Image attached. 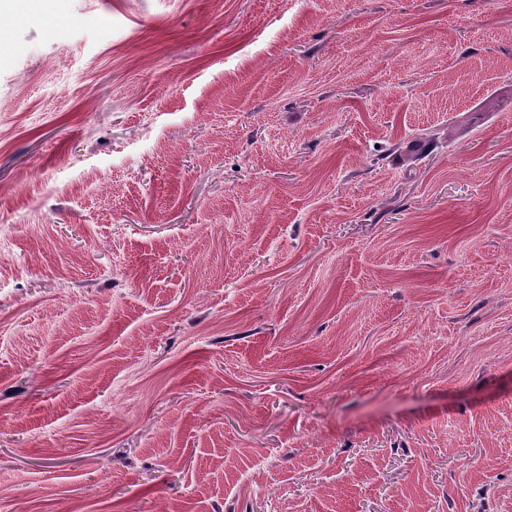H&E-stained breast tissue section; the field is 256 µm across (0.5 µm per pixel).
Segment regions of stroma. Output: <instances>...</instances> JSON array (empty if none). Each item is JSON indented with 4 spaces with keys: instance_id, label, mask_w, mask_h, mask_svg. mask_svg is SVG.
I'll return each mask as SVG.
<instances>
[{
    "instance_id": "obj_1",
    "label": "stroma",
    "mask_w": 512,
    "mask_h": 512,
    "mask_svg": "<svg viewBox=\"0 0 512 512\" xmlns=\"http://www.w3.org/2000/svg\"><path fill=\"white\" fill-rule=\"evenodd\" d=\"M53 12H0V512H512V0Z\"/></svg>"
}]
</instances>
